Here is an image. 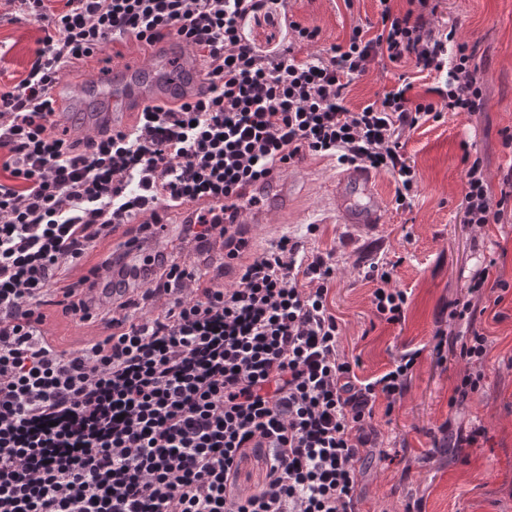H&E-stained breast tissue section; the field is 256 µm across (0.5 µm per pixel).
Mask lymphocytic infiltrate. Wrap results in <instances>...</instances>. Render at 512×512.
<instances>
[{
    "mask_svg": "<svg viewBox=\"0 0 512 512\" xmlns=\"http://www.w3.org/2000/svg\"><path fill=\"white\" fill-rule=\"evenodd\" d=\"M11 2L44 36L26 76L0 83V512H357L360 466L380 446L377 403L403 396L416 355L360 379L340 352L331 256H307L284 235L246 260L237 234L255 188L308 153L389 173L397 209L411 208L419 176L406 132L484 101L473 51L432 24L442 0H377L376 26L319 51V27L289 0ZM272 4L286 34L262 49L245 27ZM170 39L201 63L195 99L144 107L126 131L58 130L53 90L66 75L104 48L120 59ZM376 62L398 69L395 85L349 109L351 84ZM406 63L444 79L412 95ZM462 162L465 223H507L512 171L496 194L480 157L467 150ZM179 210L198 247L219 239L238 257L235 284L160 251L138 293L96 301L99 274L121 268L123 238ZM364 277L376 317L401 323L406 290L376 262ZM511 290L484 268L446 304L433 350L467 364L451 405L483 387L491 344L475 323L486 294ZM63 304L106 335L58 346L45 308ZM458 322L464 331H447ZM251 453L264 476L247 487L240 463Z\"/></svg>",
    "mask_w": 512,
    "mask_h": 512,
    "instance_id": "lymphocytic-infiltrate-1",
    "label": "lymphocytic infiltrate"
}]
</instances>
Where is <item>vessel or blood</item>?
Masks as SVG:
<instances>
[{
  "label": "vessel or blood",
  "mask_w": 512,
  "mask_h": 512,
  "mask_svg": "<svg viewBox=\"0 0 512 512\" xmlns=\"http://www.w3.org/2000/svg\"><path fill=\"white\" fill-rule=\"evenodd\" d=\"M203 81L198 63L176 41L157 51L145 67L117 66L109 72L86 75L85 94H97L109 102L98 113L100 127L124 129L130 113L154 102L176 103L191 95ZM333 201L345 224L377 225L383 221V203L376 177L360 167H349L336 178Z\"/></svg>",
  "instance_id": "b4317fda"
}]
</instances>
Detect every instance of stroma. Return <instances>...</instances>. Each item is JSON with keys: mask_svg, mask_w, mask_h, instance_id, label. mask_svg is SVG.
I'll return each instance as SVG.
<instances>
[{"mask_svg": "<svg viewBox=\"0 0 512 512\" xmlns=\"http://www.w3.org/2000/svg\"><path fill=\"white\" fill-rule=\"evenodd\" d=\"M293 12L320 27L319 48L344 42L352 22H377L375 0H292ZM440 22L453 25L460 40L473 46L483 80L481 111L447 114L437 123L411 131L406 156L420 175L411 210H397L390 174L377 175L385 203L382 224L341 223L331 187L334 161L308 155L293 164L284 179L288 210H268L252 225L251 251H259L288 233L303 238L307 256L332 254L336 282L332 308L343 325L340 350L359 358L356 373L367 379L389 370L405 351L418 357L391 414L377 413L386 460L368 459L357 489L360 512H403L406 502L421 499L422 512H512V294L498 311H486L477 326L492 342L484 366L482 392L464 407L450 406L452 389L464 363L438 361L430 341L440 309L475 269L512 282V223L474 229L462 221V154L477 153L493 190L512 169V150L501 132L512 129V0H445ZM40 23L0 0V81L15 82L26 71L42 37ZM392 72L372 65L350 87L348 106L358 109L389 90ZM318 225L308 234V225ZM392 265L394 285L407 291L405 320L380 321L371 304L372 282L364 267ZM480 421L487 440L477 448H452L429 457L431 435L448 419Z\"/></svg>", "mask_w": 512, "mask_h": 512, "instance_id": "1", "label": "stroma"}]
</instances>
